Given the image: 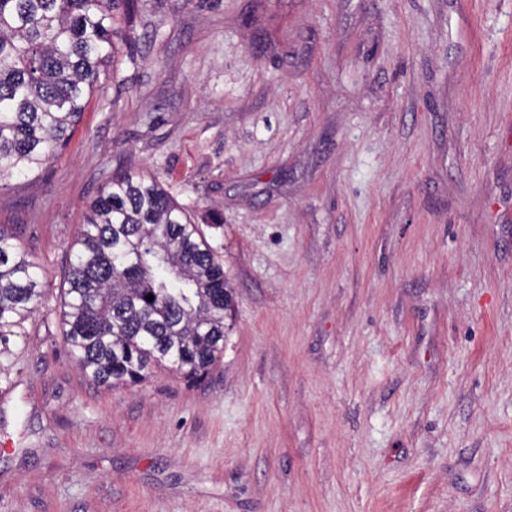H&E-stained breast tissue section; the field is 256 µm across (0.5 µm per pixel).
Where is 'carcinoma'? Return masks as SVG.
I'll return each mask as SVG.
<instances>
[{
  "label": "carcinoma",
  "mask_w": 512,
  "mask_h": 512,
  "mask_svg": "<svg viewBox=\"0 0 512 512\" xmlns=\"http://www.w3.org/2000/svg\"><path fill=\"white\" fill-rule=\"evenodd\" d=\"M128 0H0V178L42 167L73 132ZM63 341L106 386L154 367L193 379L224 354L234 288L179 204L153 179L116 174L73 244ZM153 300H147V296ZM42 296L36 265L0 228V341Z\"/></svg>",
  "instance_id": "1"
}]
</instances>
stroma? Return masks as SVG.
<instances>
[{
    "label": "stroma",
    "mask_w": 512,
    "mask_h": 512,
    "mask_svg": "<svg viewBox=\"0 0 512 512\" xmlns=\"http://www.w3.org/2000/svg\"><path fill=\"white\" fill-rule=\"evenodd\" d=\"M66 146L0 180V512H512V0H130ZM234 287L224 356L107 387L60 321L112 175ZM36 265L16 243L15 236L0 228V341L16 336L18 327L34 313L42 296Z\"/></svg>",
    "instance_id": "stroma-1"
}]
</instances>
